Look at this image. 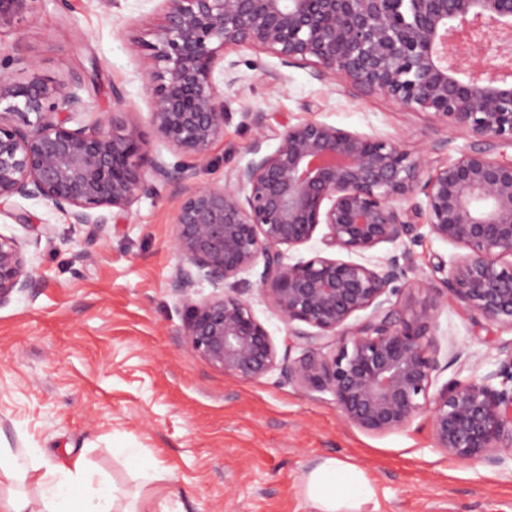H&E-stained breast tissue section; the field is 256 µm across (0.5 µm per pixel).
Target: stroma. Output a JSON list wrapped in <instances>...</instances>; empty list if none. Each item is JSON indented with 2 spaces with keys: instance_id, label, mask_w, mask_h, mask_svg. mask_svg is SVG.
I'll return each instance as SVG.
<instances>
[{
  "instance_id": "35a3bbf8",
  "label": "stroma",
  "mask_w": 512,
  "mask_h": 512,
  "mask_svg": "<svg viewBox=\"0 0 512 512\" xmlns=\"http://www.w3.org/2000/svg\"><path fill=\"white\" fill-rule=\"evenodd\" d=\"M160 0H40L24 20L0 28V55L24 59L11 74L60 85L78 75L90 104L84 125L120 114L138 123L153 154L179 160L148 123L151 101L141 70L142 42ZM234 83L224 86V135L211 162L197 170L201 185H220L246 163L256 137L253 118L270 136L308 119L402 141L418 152L442 144L457 158L475 144L431 116L403 111L382 95H362L341 80H318L308 66H286L267 52L230 48ZM124 93V104L112 98ZM172 186L140 197L103 227L69 223L40 199H15L30 225L0 212V234L24 246L36 288L0 306V446L31 452L55 468L83 459L113 482L118 508L149 503L152 512H315L303 478L335 457L364 470L375 496L361 512H512V451L501 464H464L436 448L427 416L407 429L373 435L345 423L329 392L304 389L274 371L256 380L227 374L185 346L186 308L174 287L183 260L174 246ZM461 247L425 236L413 249L417 276L462 255ZM261 267L243 275L255 317L279 355L299 358L255 287ZM399 305L428 310L438 359L462 358L437 384L479 378L512 354V327L473 318L451 297L432 301L413 291ZM140 457L164 469L146 484L130 464Z\"/></svg>"
}]
</instances>
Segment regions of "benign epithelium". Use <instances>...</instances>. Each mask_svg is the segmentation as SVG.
Listing matches in <instances>:
<instances>
[{
  "mask_svg": "<svg viewBox=\"0 0 512 512\" xmlns=\"http://www.w3.org/2000/svg\"><path fill=\"white\" fill-rule=\"evenodd\" d=\"M39 0H0V28ZM161 21L143 57L156 136L189 163L171 169L150 157L138 125L116 117L71 125L89 104L80 78L50 87L0 68V201L41 199L73 224L107 223L157 184L179 197L175 247L185 260L175 287L188 309L186 347L227 373L259 379L278 370L334 397L340 417L386 435L429 414L436 447L458 462L495 463L512 447V354L484 377L432 391L440 368L426 312L391 303L402 292H449L475 318L512 327V0H161ZM270 52L319 79L340 78L357 93L381 94L409 112L487 144L453 160H430L394 139L316 119L288 124L277 148L231 169L224 185L190 183L224 135V91L214 69L224 48ZM466 253L442 287L409 277L411 249L373 267L361 258L382 244L417 245L424 235ZM319 253L285 261L311 242ZM263 263L258 290L303 355L285 362L254 316L239 275ZM200 279L216 289L191 293ZM23 245L0 235V305L35 287ZM369 315L361 322L358 313ZM307 329L299 328V325ZM334 349L320 352V340ZM327 232V229L325 226H321L320 230L317 234V236L307 245L301 246L298 248L290 249L289 251H286V259L285 261L288 262V256L291 258V262L293 260L299 259L301 257L308 258L310 256H313L315 252H322L323 255L325 254H334V250L326 248V246L323 244L321 238L324 233Z\"/></svg>",
  "mask_w": 512,
  "mask_h": 512,
  "instance_id": "1",
  "label": "benign epithelium"
}]
</instances>
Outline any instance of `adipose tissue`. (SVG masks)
<instances>
[{
  "label": "adipose tissue",
  "instance_id": "1",
  "mask_svg": "<svg viewBox=\"0 0 512 512\" xmlns=\"http://www.w3.org/2000/svg\"><path fill=\"white\" fill-rule=\"evenodd\" d=\"M2 483L35 485L41 496L36 501L20 494L1 497L0 512H116L115 489L106 480L94 479L79 460L59 471L0 448ZM304 493L316 512H361L374 488L359 467L328 457L305 475Z\"/></svg>",
  "mask_w": 512,
  "mask_h": 512
}]
</instances>
